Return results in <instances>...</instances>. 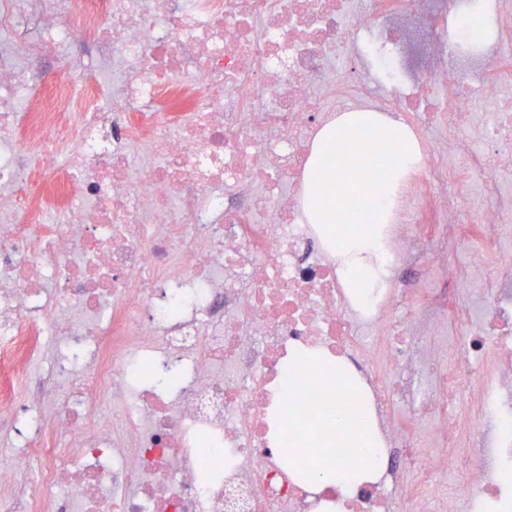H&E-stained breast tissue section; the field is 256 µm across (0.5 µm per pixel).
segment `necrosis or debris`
Masks as SVG:
<instances>
[{"mask_svg": "<svg viewBox=\"0 0 512 512\" xmlns=\"http://www.w3.org/2000/svg\"><path fill=\"white\" fill-rule=\"evenodd\" d=\"M482 5L0 0V512H512V193L492 179L512 170V0L483 5V46L450 26ZM348 107L426 146L364 309L302 219L315 138ZM439 224L475 237L468 264L405 287ZM295 348L371 395L395 466L353 496L269 439Z\"/></svg>", "mask_w": 512, "mask_h": 512, "instance_id": "1", "label": "necrosis or debris"}]
</instances>
